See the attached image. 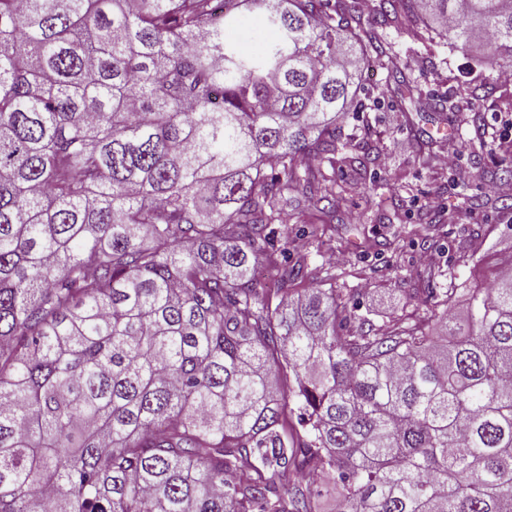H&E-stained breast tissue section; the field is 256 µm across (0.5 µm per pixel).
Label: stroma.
Masks as SVG:
<instances>
[{"mask_svg":"<svg viewBox=\"0 0 512 512\" xmlns=\"http://www.w3.org/2000/svg\"><path fill=\"white\" fill-rule=\"evenodd\" d=\"M378 33L408 64L407 77L420 79L424 91L454 99V109L420 113L418 104L396 92H385V70L361 66L358 82L366 95L384 96L381 110L363 115L347 112L339 119L344 133L367 134L380 150L382 162L373 165L376 179L387 184L394 204L385 209L368 203L370 181L360 183L330 227V245L317 248L299 225L288 227L290 259L308 265L335 263L346 269L350 291L343 299L355 315L383 325L396 319L413 321L425 311L428 289L448 285L447 269H454L459 286H468L476 270L512 254V210L491 198V186L504 180L501 157L512 150L495 140L472 152L475 132L472 108H479L486 126L501 130L512 116V85L501 83L492 71L484 46L460 51L443 38L426 43L410 32L379 27ZM470 87L474 102L458 100L457 89ZM438 141L440 147L456 142L458 157L443 169L424 167L418 160L421 143ZM478 197L479 206L459 207L461 194ZM438 195L444 211L455 213L445 224L420 223L426 200ZM405 223L404 242L394 243L398 223ZM432 241L433 261L423 265V241Z\"/></svg>","mask_w":512,"mask_h":512,"instance_id":"35a3bbf8","label":"stroma"}]
</instances>
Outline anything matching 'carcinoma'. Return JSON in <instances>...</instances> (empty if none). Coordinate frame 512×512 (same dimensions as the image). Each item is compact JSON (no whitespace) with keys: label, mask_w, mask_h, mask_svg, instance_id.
Returning a JSON list of instances; mask_svg holds the SVG:
<instances>
[{"label":"carcinoma","mask_w":512,"mask_h":512,"mask_svg":"<svg viewBox=\"0 0 512 512\" xmlns=\"http://www.w3.org/2000/svg\"><path fill=\"white\" fill-rule=\"evenodd\" d=\"M214 2L0 0V512H512V273L344 334L273 228L376 162L360 61L439 108L374 23L500 70L512 0Z\"/></svg>","instance_id":"obj_1"}]
</instances>
